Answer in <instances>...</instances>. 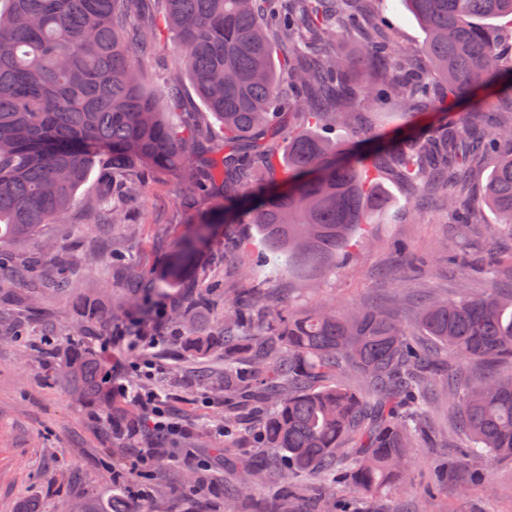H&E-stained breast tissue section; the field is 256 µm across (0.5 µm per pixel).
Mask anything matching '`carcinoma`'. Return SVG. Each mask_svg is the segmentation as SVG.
<instances>
[{"label": "carcinoma", "instance_id": "obj_1", "mask_svg": "<svg viewBox=\"0 0 512 512\" xmlns=\"http://www.w3.org/2000/svg\"><path fill=\"white\" fill-rule=\"evenodd\" d=\"M364 0H0V323L13 320L15 281L28 284L20 302L28 309L48 295L69 299L79 320L45 354L61 362L81 401L103 402L109 375L88 346L97 330L131 318L128 304L105 312L106 289L70 274L64 246L51 242L16 265L1 247L24 242L56 224L74 202L92 167L102 163L108 187L139 196L144 175L177 173L178 198L192 227L164 271L151 283L134 276L128 298L156 294L172 302L178 327L209 306L224 304L214 335L186 330L201 352L224 349V376L201 380L229 395L251 393L270 406L258 439L278 454L264 467L278 474V512H293L297 478L348 484L373 497L406 477L413 440L432 433L428 390L438 376L433 346L448 356V407L459 447L512 459V286L499 283L496 240L512 238V111L487 112L479 102L462 115L443 114L435 126L413 130L417 112L432 99L473 98L494 89L512 101V53L502 47L498 20L512 18V0H403L425 34L417 55L403 53L385 34L387 21L365 11ZM172 41L203 108L220 125L224 153L193 124L174 121L183 89L170 82L154 90L137 64L155 45L159 26ZM352 33L363 47L355 56L341 41ZM372 73L366 87L348 84L350 71ZM391 109L402 134L388 139L368 120ZM337 129L343 139L329 134ZM493 161L480 198L471 171ZM394 175L413 190L411 208L437 199L449 223H484L480 204L496 216L488 264L490 285L469 291L478 263L452 258L460 283L453 299L419 298L409 326L380 305L327 308L304 316L279 310L257 318L262 295L242 303L223 300L214 288L183 287L196 256L234 224H253L266 256L253 281L286 268L303 278L336 271L364 224L391 214L377 187ZM93 225L112 224L130 235L127 210L109 190L83 202ZM267 363L258 372L246 355ZM352 370L366 391L340 382L317 385L328 372ZM156 455L170 457L165 439L145 435ZM253 465L224 484V497L246 495ZM79 512H126L119 500L77 499Z\"/></svg>", "mask_w": 512, "mask_h": 512}]
</instances>
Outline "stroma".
Returning a JSON list of instances; mask_svg holds the SVG:
<instances>
[{"label": "stroma", "instance_id": "stroma-1", "mask_svg": "<svg viewBox=\"0 0 512 512\" xmlns=\"http://www.w3.org/2000/svg\"><path fill=\"white\" fill-rule=\"evenodd\" d=\"M385 3L389 34L396 45L403 50L419 48L425 35L415 18L398 0ZM143 67L156 88L184 77L175 50L163 36ZM177 184L176 176L156 173L129 204L135 235L117 229L86 233L87 220L77 205L60 223L47 225L41 236L14 245L11 251L25 256L40 250L45 237H56L73 252L75 279L95 283L112 275V299L123 300L126 275L153 277L187 229ZM384 184L397 202L395 221L365 226L366 246L345 253L336 274H314L301 283L284 270L264 282L262 292L271 305H287L299 316L322 306L377 302L404 317L411 310L408 296L392 287L385 272L417 259L426 271L413 281L414 291L445 298L455 295L459 284L448 258L456 252L478 254L486 245V227L494 223V214L485 211V226L464 236L438 210L416 219L409 212L404 186L392 178ZM231 237V244L215 242L212 252L201 256L200 275L189 279V286L220 288L230 296L251 288L246 272L262 250L260 237L249 224L234 225ZM76 318L67 300L49 296L37 313L22 316L26 335L0 330V512H16L24 498L36 499L39 512H60L64 501L81 496L105 503L123 499L128 512H141L145 506L151 512H273L274 503L262 487L243 501L224 497L223 487L234 479L235 464L244 458L262 464L266 451L257 439L258 413L249 412L232 435H224L225 397L198 380L204 369L223 373V354L188 351L184 337L172 335L166 327L155 328L150 321L131 330L125 323L113 324L95 338L94 346L107 358L112 377L167 394L186 431L170 440L173 457L159 460L140 478L139 492L117 483L115 471L131 467L132 450L140 445L139 438L126 436L133 408L114 398L108 407L90 409L71 394L62 367L47 365L31 350L45 323L65 330ZM156 330L162 335L153 354L157 371L154 378L145 379L134 369L140 360L138 339ZM430 418L440 440L421 442L412 449L406 482L387 491L379 503L338 487V496L350 512H371L375 507L381 512H512V461L475 458L450 447L447 405L432 406ZM477 470L486 472L483 482H472L471 474Z\"/></svg>", "mask_w": 512, "mask_h": 512}]
</instances>
